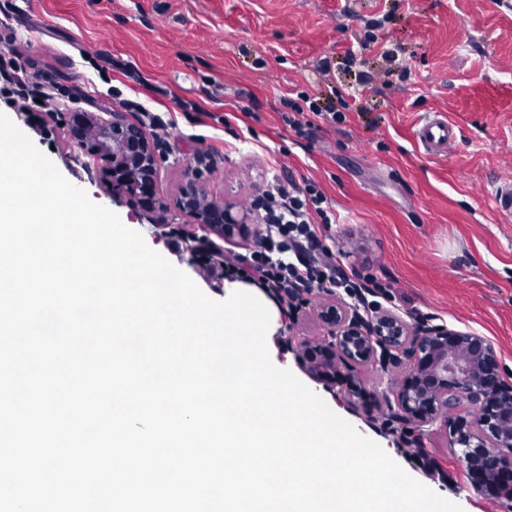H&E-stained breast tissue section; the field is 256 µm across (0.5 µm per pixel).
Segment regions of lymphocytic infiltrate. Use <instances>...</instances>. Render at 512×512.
<instances>
[{
  "label": "lymphocytic infiltrate",
  "instance_id": "obj_1",
  "mask_svg": "<svg viewBox=\"0 0 512 512\" xmlns=\"http://www.w3.org/2000/svg\"><path fill=\"white\" fill-rule=\"evenodd\" d=\"M251 205L261 213L264 232L253 249L225 252V277L246 278L272 289L289 310L315 289L343 292L372 314L381 300L391 299L377 278L346 272L335 248L326 244L323 231L335 223L336 214L316 183L272 176Z\"/></svg>",
  "mask_w": 512,
  "mask_h": 512
}]
</instances>
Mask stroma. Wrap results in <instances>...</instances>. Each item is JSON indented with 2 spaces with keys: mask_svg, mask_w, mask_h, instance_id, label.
<instances>
[{
  "mask_svg": "<svg viewBox=\"0 0 512 512\" xmlns=\"http://www.w3.org/2000/svg\"><path fill=\"white\" fill-rule=\"evenodd\" d=\"M0 52L22 51L18 69L39 70L42 125L13 123L92 201L115 212L147 246L202 291L207 274L173 229L192 220L174 205L196 180L217 200L236 203L247 227L231 249L252 247L260 226L246 206L266 175L311 180L336 210L328 231L348 269L388 284L387 310L414 324L474 331L491 341L512 384V220L497 217L486 190L512 178V0H7ZM374 44H366V34ZM399 48L405 76L387 75L380 53ZM328 72H321V65ZM375 79L361 87L364 72ZM352 91L344 122L312 117L297 134L282 118L285 100L306 93L321 104ZM168 124L156 143L163 213L112 193L101 160L66 133L70 112L141 113ZM444 113L462 136L444 158L419 151L410 134L422 113ZM333 294L308 295L294 320H279L274 346L290 370L323 392L340 416L360 424L412 478L463 512H512V501L465 486V462L448 429L414 424L387 407L354 408L340 388L304 369L302 344L322 338L318 316ZM405 355L352 371L366 389L390 392Z\"/></svg>",
  "mask_w": 512,
  "mask_h": 512,
  "instance_id": "stroma-1",
  "label": "stroma"
}]
</instances>
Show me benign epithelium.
I'll return each instance as SVG.
<instances>
[{
  "mask_svg": "<svg viewBox=\"0 0 512 512\" xmlns=\"http://www.w3.org/2000/svg\"><path fill=\"white\" fill-rule=\"evenodd\" d=\"M68 126L74 144L106 163L103 171L112 188L146 209L156 206V158L141 125L119 112L107 119L95 112H71ZM177 204L202 232L188 236L190 254L196 255L202 241L210 245L212 288L223 291L222 242L244 232L234 205L213 200L193 180L181 188ZM320 317L328 326V339L307 352L305 369L313 378L331 385L343 382L359 394L355 380L337 370L336 358L363 363L379 354L404 352L409 367L392 397H384L387 406H396L402 419L420 426L453 421L454 443L464 447L471 486L512 498V386L504 382L488 339L446 325L415 333L388 311L365 321L342 306L329 305ZM463 401L476 412L470 422L457 412Z\"/></svg>",
  "mask_w": 512,
  "mask_h": 512,
  "instance_id": "obj_1",
  "label": "benign epithelium"
}]
</instances>
